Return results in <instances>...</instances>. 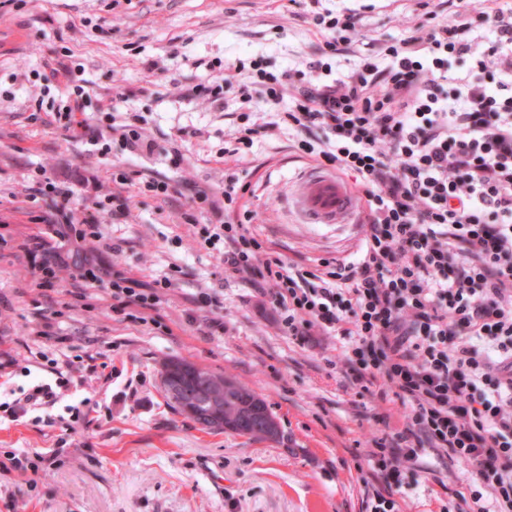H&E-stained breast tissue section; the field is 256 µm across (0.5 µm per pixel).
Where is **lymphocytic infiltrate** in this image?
<instances>
[{
	"label": "lymphocytic infiltrate",
	"instance_id": "f902f5d3",
	"mask_svg": "<svg viewBox=\"0 0 512 512\" xmlns=\"http://www.w3.org/2000/svg\"><path fill=\"white\" fill-rule=\"evenodd\" d=\"M323 35L310 71L356 42L360 17L312 12ZM496 37L477 50L476 21ZM474 56L465 76L455 61ZM242 90L261 86L268 102L291 95L284 115L296 147L323 167L352 174L367 208L358 261L326 272L270 256L249 230L235 176L222 193L190 190L193 209L211 213L203 241L224 268L253 286L268 285L281 329L298 342L339 335L343 374L359 393L404 408L402 427L374 442L368 463L380 482L365 512H400L427 450L469 463L457 512H512V17L465 9L454 21L417 27L384 46L380 59L330 84L295 86L290 71L236 61ZM86 91L68 83L53 112L71 139L105 145L103 129L81 119ZM50 225L74 246L102 239L100 224L78 218L66 183L42 180ZM85 286L108 279L112 310L155 321L175 276L144 284L87 263Z\"/></svg>",
	"mask_w": 512,
	"mask_h": 512
}]
</instances>
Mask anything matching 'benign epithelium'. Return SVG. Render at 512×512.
I'll return each instance as SVG.
<instances>
[{"mask_svg":"<svg viewBox=\"0 0 512 512\" xmlns=\"http://www.w3.org/2000/svg\"><path fill=\"white\" fill-rule=\"evenodd\" d=\"M161 384L179 398L184 414L196 419L202 428H220L233 433L251 429L270 440L278 433V423L265 406L250 399L247 400L248 412L242 421L224 418V391L234 386L224 377H213L203 373L200 367L174 360L163 367Z\"/></svg>","mask_w":512,"mask_h":512,"instance_id":"obj_1","label":"benign epithelium"}]
</instances>
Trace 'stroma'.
I'll return each mask as SVG.
<instances>
[{
    "label": "stroma",
    "instance_id": "35a3bbf8",
    "mask_svg": "<svg viewBox=\"0 0 512 512\" xmlns=\"http://www.w3.org/2000/svg\"><path fill=\"white\" fill-rule=\"evenodd\" d=\"M322 9L362 18L354 53L337 59L333 77L425 22L452 21L460 0H320ZM322 36L293 0H0V402L22 397L52 364L65 366L69 387L55 404L0 422V457L41 455L43 477L28 487L20 472L0 469V512H362L378 482L367 467L373 439L401 426L399 402L356 406L342 374L329 365L341 343L317 336L305 345L286 336L280 313L240 276L225 271L218 251L200 245L209 217L191 213L184 189L223 190L234 172L245 190L251 232L272 255L315 269L354 261L365 237L366 209L312 224L297 201L316 161L293 146L276 106L255 94L252 120L266 124L251 148L231 155L240 123L237 86L223 101L190 96L203 80H219L217 61L262 58L270 71L307 70ZM73 68L87 92L84 119L108 127L136 112L159 141L179 128L195 134L177 152L134 153L111 137L107 150L72 142L58 125L35 120L57 109L58 92L41 90L44 66ZM66 182L77 204L121 192L130 200L120 222L98 220L114 247L90 240L69 258L54 289L33 285L31 256L18 235L44 231L45 200L28 202L37 171ZM126 174L118 185L113 177ZM159 174L181 194L139 192L140 175ZM194 223H187V214ZM97 261L141 281L175 274L161 322L144 326L113 313L105 286L77 300V265ZM215 289L217 309L191 299ZM54 334L40 337L47 316ZM224 329L210 332L212 319ZM180 358L235 377L263 397L281 429L277 440L210 433L166 399L160 365ZM79 407L73 417L71 407ZM389 415L382 424L381 415ZM53 425H46L45 417ZM425 474L400 498L401 512H439L441 499L468 477L462 460L428 455Z\"/></svg>",
    "mask_w": 512,
    "mask_h": 512
}]
</instances>
